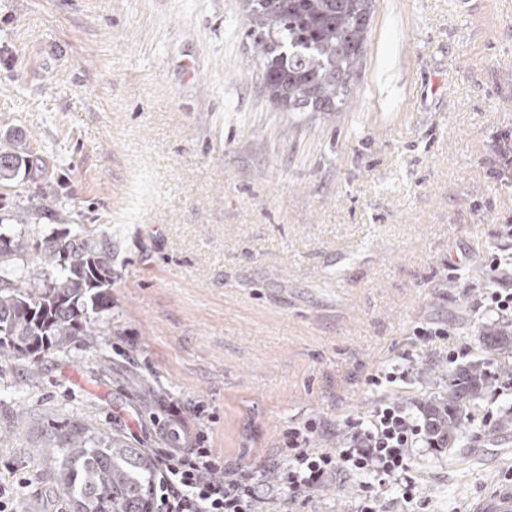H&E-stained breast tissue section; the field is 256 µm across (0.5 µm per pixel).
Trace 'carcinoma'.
I'll return each instance as SVG.
<instances>
[{
  "label": "carcinoma",
  "mask_w": 512,
  "mask_h": 512,
  "mask_svg": "<svg viewBox=\"0 0 512 512\" xmlns=\"http://www.w3.org/2000/svg\"><path fill=\"white\" fill-rule=\"evenodd\" d=\"M246 37L265 94L290 112H340L362 63L373 0H242ZM26 141L0 140V186L36 176ZM20 228L0 231V357L36 358L92 336L112 310V257L104 232L87 224L53 229L32 243ZM491 352L512 351V330L488 326ZM492 387L487 363L448 371V390L424 406L437 444L459 437L469 407ZM57 479L74 512H149L152 459L89 422L53 424Z\"/></svg>",
  "instance_id": "obj_1"
}]
</instances>
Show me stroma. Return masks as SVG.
<instances>
[{
  "mask_svg": "<svg viewBox=\"0 0 512 512\" xmlns=\"http://www.w3.org/2000/svg\"><path fill=\"white\" fill-rule=\"evenodd\" d=\"M240 0H0V137L49 162L0 186L31 238L89 224L112 246L103 335L0 358V479L18 512H70L38 453L44 410L162 448L212 421L231 475L271 482L286 434L397 394L413 412L464 349L497 381L450 448H416L415 512H478L512 491V354L492 355L482 258L512 253V0H374L352 103L288 112L262 92ZM464 265L448 275L449 259ZM450 334L415 341L424 321ZM408 367L397 391L374 374ZM178 415H171V408ZM359 477L281 491L269 512H356ZM499 167L494 171V177L506 180L512 173V131H503L499 136Z\"/></svg>",
  "mask_w": 512,
  "mask_h": 512,
  "instance_id": "35a3bbf8",
  "label": "stroma"
}]
</instances>
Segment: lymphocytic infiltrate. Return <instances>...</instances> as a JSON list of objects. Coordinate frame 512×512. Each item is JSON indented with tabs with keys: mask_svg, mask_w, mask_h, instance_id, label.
Listing matches in <instances>:
<instances>
[{
	"mask_svg": "<svg viewBox=\"0 0 512 512\" xmlns=\"http://www.w3.org/2000/svg\"><path fill=\"white\" fill-rule=\"evenodd\" d=\"M485 267L490 286L482 294V308L496 322L512 324V255L491 254ZM319 430L313 420L290 429L288 464L275 483L263 484L230 477L223 455L209 447L206 431H199L188 444L178 422H171L168 447L152 451L161 473L156 508L158 512H256L258 503L280 490L304 492L340 475L362 479L357 512H385L379 490L387 486L397 487L402 502L413 504L418 490L410 456L412 448L432 441L427 420L402 402L386 398L368 420L347 421L339 446L311 447L310 440Z\"/></svg>",
	"mask_w": 512,
	"mask_h": 512,
	"instance_id": "f902f5d3",
	"label": "lymphocytic infiltrate"
}]
</instances>
